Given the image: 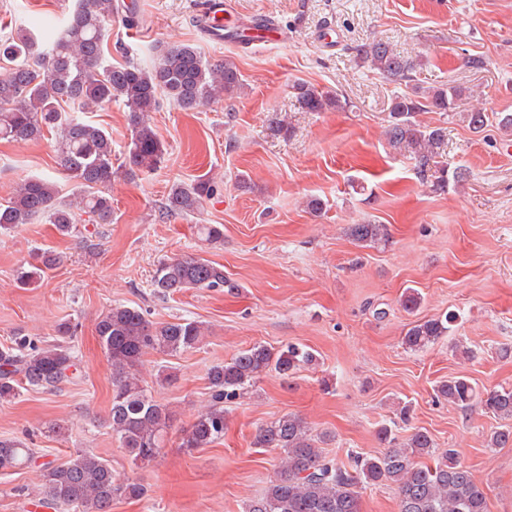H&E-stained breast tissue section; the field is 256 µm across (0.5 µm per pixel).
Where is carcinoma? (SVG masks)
<instances>
[{
    "instance_id": "1",
    "label": "carcinoma",
    "mask_w": 512,
    "mask_h": 512,
    "mask_svg": "<svg viewBox=\"0 0 512 512\" xmlns=\"http://www.w3.org/2000/svg\"><path fill=\"white\" fill-rule=\"evenodd\" d=\"M114 13V0H76L60 25L39 22L0 36V60L9 64L0 78V139L36 141L45 133L54 135L56 164L81 189L78 202L59 197L57 184L47 178L22 181L12 195L0 202V234L44 218L62 236L76 229L87 214L97 224L112 223L110 188L112 137L99 125L77 112L122 103L128 112L131 139L123 161L129 179L154 171L164 157V146L149 120V113L165 95L184 111H195L214 101L233 98L244 86L242 75L229 59L209 63L190 44L167 47L149 69L137 64L112 66L105 63L108 38L106 20ZM355 62L404 89L393 93L386 127L390 149L415 160L421 181L436 191L463 181L460 172L436 160L438 149L448 138V128L423 125L422 112H453L464 89L453 84L424 88L414 83L417 63L390 42L372 39L355 49ZM298 102L310 112L343 108L339 94L307 82L292 85ZM460 116L475 133L496 123L512 131V113L488 114L482 109ZM217 192L213 178L203 175L194 182L175 184L168 195L169 211L175 215L199 211ZM349 235L360 247H373L389 239L385 224L370 220L352 224ZM60 257L45 250L39 263L21 267L17 280L23 286L40 282ZM227 284L224 267L202 257H182L159 262L151 280L153 294L169 298L190 288H222ZM455 315L409 323L402 343L416 351L448 334ZM96 335L111 369L112 403L107 423L136 460L156 458L172 427L169 409L154 399L135 373L142 357L156 351L170 356L194 349L205 336L194 320L180 319L158 325L141 308L117 304L103 312ZM56 343L37 348L25 338L0 347V401L20 395L22 385L55 391L69 383L76 372V355L70 322L57 326ZM313 352L297 346L280 350L255 344L230 360L211 368V403L189 427L182 430L180 446L188 451L205 448L224 438V402L245 395L257 379L267 373L289 378L314 364ZM437 397L460 408L478 402L501 420L491 433L490 446L512 444V388L480 390L463 376H453L436 386ZM383 449L371 455H352L347 461L327 457L320 444L331 435H320L302 418L285 414L257 427L251 445L280 451L273 479L263 495L246 512H362V493L367 488L391 484L398 495V512H488L482 481L450 448L436 454L426 431L417 430L399 441L391 428H378ZM32 449L14 440H0V470L16 469L32 462ZM144 486L121 479L102 458L77 452L43 474L42 505L65 506L73 512H112L118 499H140Z\"/></svg>"
}]
</instances>
